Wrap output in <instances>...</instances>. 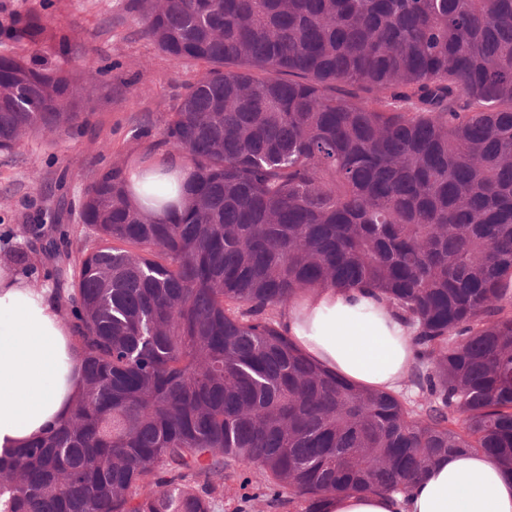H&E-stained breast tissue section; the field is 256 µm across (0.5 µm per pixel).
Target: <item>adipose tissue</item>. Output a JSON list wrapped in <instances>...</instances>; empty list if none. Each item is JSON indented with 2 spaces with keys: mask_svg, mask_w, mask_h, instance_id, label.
I'll use <instances>...</instances> for the list:
<instances>
[{
  "mask_svg": "<svg viewBox=\"0 0 512 512\" xmlns=\"http://www.w3.org/2000/svg\"><path fill=\"white\" fill-rule=\"evenodd\" d=\"M189 172L160 157L127 169L131 197L163 222L177 221ZM282 333L307 357L346 382L395 391L416 365L413 329L380 292L319 288L281 312ZM76 335L60 303L0 266V455L42 438L65 419L83 387ZM320 512H512V472L481 452L436 460L403 493H346Z\"/></svg>",
  "mask_w": 512,
  "mask_h": 512,
  "instance_id": "adipose-tissue-1",
  "label": "adipose tissue"
}]
</instances>
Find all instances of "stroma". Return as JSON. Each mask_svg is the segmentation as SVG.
I'll return each instance as SVG.
<instances>
[{"label":"stroma","mask_w":512,"mask_h":512,"mask_svg":"<svg viewBox=\"0 0 512 512\" xmlns=\"http://www.w3.org/2000/svg\"><path fill=\"white\" fill-rule=\"evenodd\" d=\"M29 11L71 36L72 64L92 90L76 106L86 122L51 135L30 134L13 152L0 153V263L54 291L87 235L78 218L87 186L130 155L168 154L162 132L205 66L159 51L127 0H0V25ZM299 509L287 497L267 495L257 469L241 468L225 480L211 512Z\"/></svg>","instance_id":"1"}]
</instances>
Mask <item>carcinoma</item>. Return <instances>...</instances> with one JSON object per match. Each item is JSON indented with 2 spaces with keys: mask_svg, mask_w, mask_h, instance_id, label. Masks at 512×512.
Returning <instances> with one entry per match:
<instances>
[{
  "mask_svg": "<svg viewBox=\"0 0 512 512\" xmlns=\"http://www.w3.org/2000/svg\"><path fill=\"white\" fill-rule=\"evenodd\" d=\"M206 64L163 132L191 169L175 223L127 164L86 189L67 279L83 390L0 459V512H210L235 468L319 512L402 492L451 451L512 470V0H130ZM0 152L82 113L68 35L0 25ZM377 93L378 106L336 84ZM363 283L414 328L408 407L294 349L281 310Z\"/></svg>",
  "mask_w": 512,
  "mask_h": 512,
  "instance_id": "1",
  "label": "carcinoma"
}]
</instances>
